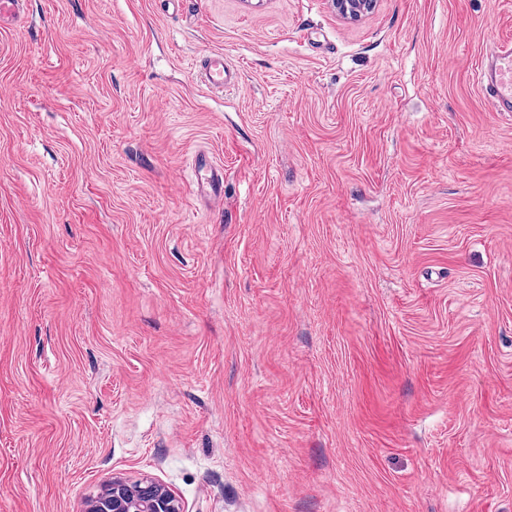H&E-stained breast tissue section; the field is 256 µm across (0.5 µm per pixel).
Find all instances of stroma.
I'll list each match as a JSON object with an SVG mask.
<instances>
[{"mask_svg":"<svg viewBox=\"0 0 512 512\" xmlns=\"http://www.w3.org/2000/svg\"><path fill=\"white\" fill-rule=\"evenodd\" d=\"M509 36L512 0H24L0 512L115 477L184 512H512V114L474 78ZM199 74L201 81L211 90L223 92L235 83L233 72L222 55L208 57ZM198 169L200 172V179L197 181V190L198 192H209L214 196H218L221 198L222 196V187L224 181L222 177L218 178L216 174H214L213 168L210 163H206V161H201L198 163Z\"/></svg>","mask_w":512,"mask_h":512,"instance_id":"35a3bbf8","label":"stroma"}]
</instances>
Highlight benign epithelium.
<instances>
[{
  "mask_svg": "<svg viewBox=\"0 0 512 512\" xmlns=\"http://www.w3.org/2000/svg\"><path fill=\"white\" fill-rule=\"evenodd\" d=\"M333 3L342 16L356 19L372 10L376 0H333ZM87 512H183V508L173 493L151 480L131 486L114 478Z\"/></svg>",
  "mask_w": 512,
  "mask_h": 512,
  "instance_id": "7a95c632",
  "label": "benign epithelium"
}]
</instances>
